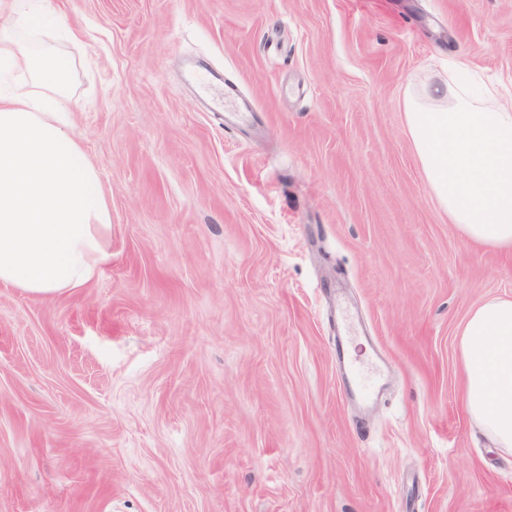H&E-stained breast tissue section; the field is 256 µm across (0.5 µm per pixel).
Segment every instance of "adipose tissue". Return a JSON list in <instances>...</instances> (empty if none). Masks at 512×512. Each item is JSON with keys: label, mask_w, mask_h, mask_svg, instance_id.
<instances>
[{"label": "adipose tissue", "mask_w": 512, "mask_h": 512, "mask_svg": "<svg viewBox=\"0 0 512 512\" xmlns=\"http://www.w3.org/2000/svg\"><path fill=\"white\" fill-rule=\"evenodd\" d=\"M48 0H0V284L51 297L87 287L110 258L111 213L73 124V67L20 38L45 31ZM404 121L422 174L467 241L512 250V102L465 61L407 90ZM466 411L512 452V297L473 307L456 330Z\"/></svg>", "instance_id": "adipose-tissue-1"}]
</instances>
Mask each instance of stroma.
<instances>
[{
	"instance_id": "obj_1",
	"label": "stroma",
	"mask_w": 512,
	"mask_h": 512,
	"mask_svg": "<svg viewBox=\"0 0 512 512\" xmlns=\"http://www.w3.org/2000/svg\"><path fill=\"white\" fill-rule=\"evenodd\" d=\"M60 6L32 38L73 65L111 259L0 285V512H512L455 343L512 252L459 236L402 107L452 56L511 92L512 0ZM228 84L252 112L203 111Z\"/></svg>"
}]
</instances>
